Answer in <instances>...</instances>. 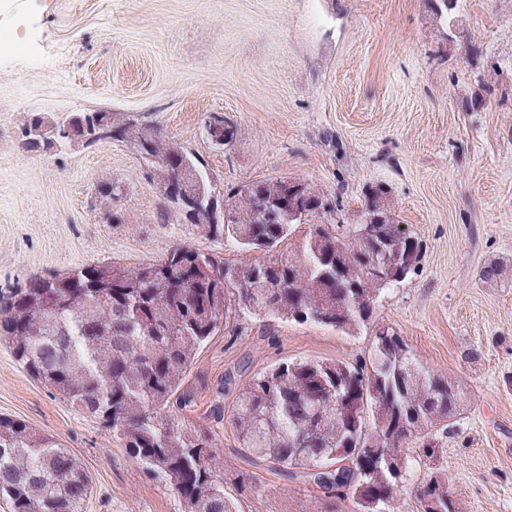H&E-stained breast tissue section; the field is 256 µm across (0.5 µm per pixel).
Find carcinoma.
I'll return each mask as SVG.
<instances>
[{
  "instance_id": "carcinoma-1",
  "label": "carcinoma",
  "mask_w": 512,
  "mask_h": 512,
  "mask_svg": "<svg viewBox=\"0 0 512 512\" xmlns=\"http://www.w3.org/2000/svg\"><path fill=\"white\" fill-rule=\"evenodd\" d=\"M124 137L127 119L110 111L72 115L71 137L33 136L31 152L78 145L92 148L86 122ZM161 183L183 180L200 206L184 210L167 197L165 211L180 212L205 238L235 239L261 256L235 264L218 252L177 246L157 262L130 266L106 262L64 275L37 276L24 288L0 292V338L28 374L61 400L119 437L131 459L165 477L184 512H235L224 491V457L210 429L175 421L170 404L186 407L178 393L200 352L224 323L258 312L349 331L376 321L382 293L403 282L383 281L376 258L422 248L393 217L389 193L370 189L364 213L373 214L384 240L369 235L347 241L341 222L311 224L299 242L300 221L288 220L290 202L308 211L341 215L342 202L304 180L242 183L223 193L204 158L166 138L153 125L138 149ZM223 221L211 223L215 198ZM363 402L355 417L341 401ZM464 391L423 366L405 339L389 327L375 332L368 361L283 362L235 389L232 426L240 447L278 469L299 470L323 490L354 499L359 512H398V492L412 467L406 441L449 421ZM0 497L10 512H86L92 494L88 472L70 449L23 420L0 415ZM332 465L329 472L319 470ZM417 502L440 501L457 512L447 478L431 475L415 489Z\"/></svg>"
}]
</instances>
